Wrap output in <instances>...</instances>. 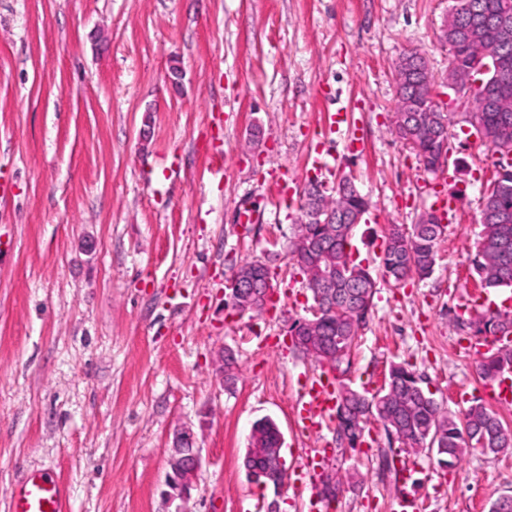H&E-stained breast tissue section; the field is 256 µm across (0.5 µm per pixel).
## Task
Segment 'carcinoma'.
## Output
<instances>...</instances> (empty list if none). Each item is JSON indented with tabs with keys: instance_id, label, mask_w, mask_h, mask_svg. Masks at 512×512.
Segmentation results:
<instances>
[{
	"instance_id": "carcinoma-1",
	"label": "carcinoma",
	"mask_w": 512,
	"mask_h": 512,
	"mask_svg": "<svg viewBox=\"0 0 512 512\" xmlns=\"http://www.w3.org/2000/svg\"><path fill=\"white\" fill-rule=\"evenodd\" d=\"M506 1L512 3V0H469L477 11L474 22L480 24L496 18ZM442 37L448 44V75L455 77L461 92L469 90L467 82L477 75L488 49L512 55V41L495 44L485 35L474 40L466 30L451 34L446 28ZM418 58L419 53L411 51L403 54L396 63L395 75H405V82L397 84V104L414 97L422 111L413 112L409 118L396 123L394 131L415 152L424 169L435 172L448 160L452 150L448 137L450 121L446 113L433 111L429 77L412 69L411 60ZM494 86L507 111L502 112L493 102L476 96L467 123L479 125L480 140L502 154L506 150L512 152V140L504 147L499 135L504 120L512 123V71L499 75ZM505 165L502 158L495 163L497 168ZM508 170L510 173L505 177L495 173L490 182L493 190L485 191L482 197L481 216L509 218L506 224L483 225V234L475 242L471 271L486 290L512 288L511 165ZM305 196L302 206L304 223L297 225L294 236L288 241L287 251L290 260L305 277L306 288L314 295L321 294L322 306L319 315L298 319L291 328L299 337L296 351L329 365L336 372V410L348 412L347 418H336L337 447H355L362 437L363 424L375 416L383 422L388 437H396L409 448L432 449L442 468L455 467L470 453L466 441L469 436L484 448L485 455L511 448L512 431L496 412L475 402L460 417L448 413L431 393L425 391L423 379L408 362L392 365L385 389L372 398L348 383L351 355L373 306L377 276L399 285L412 275L420 278L432 275L444 232L435 214L423 213L418 223L407 230L400 224L389 225L375 272L350 259L354 232L350 220L363 219L368 210V201L352 180L344 176L330 190L311 185L305 190ZM327 262L336 267V279L324 286L319 269ZM235 275L252 279L256 287L262 288L269 272L259 262L245 261ZM468 325L476 336L497 338L512 334V318L500 313H477L469 319ZM511 369L512 349L498 348L478 364L481 378L490 382ZM250 447L253 451L244 457L243 465L262 470L271 467L273 449L278 447L272 421H260L253 426Z\"/></svg>"
}]
</instances>
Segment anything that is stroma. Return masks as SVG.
Returning <instances> with one entry per match:
<instances>
[{
    "label": "stroma",
    "instance_id": "35a3bbf8",
    "mask_svg": "<svg viewBox=\"0 0 512 512\" xmlns=\"http://www.w3.org/2000/svg\"><path fill=\"white\" fill-rule=\"evenodd\" d=\"M453 0H0V512L26 473L61 481L68 512H165L174 431L202 450L190 512H306L321 472L304 458L359 468L327 512H391L417 492L423 512H489L512 495V450L440 469L400 454L384 472L379 421L334 453L332 426L304 429L297 392L322 374L288 340L312 304L286 254L303 190L324 152L371 203L355 229V262L373 263L384 230L416 223L437 183L395 136L394 65L419 52L448 75L440 33ZM179 66L180 80L171 68ZM453 155L465 199L447 226L432 276L381 284L349 378L377 393L391 363L410 361L442 408L492 405L475 337L457 300L474 290L468 258L496 156L449 91ZM345 105L350 124L331 131ZM361 140L357 153L346 137ZM294 183L280 198L274 179ZM256 224L241 228L240 205ZM269 267L273 295L258 314L224 308L237 266ZM237 360L225 383L222 352ZM271 419L284 445L281 489L251 483L243 456ZM303 486L304 497L293 489Z\"/></svg>",
    "mask_w": 512,
    "mask_h": 512
}]
</instances>
